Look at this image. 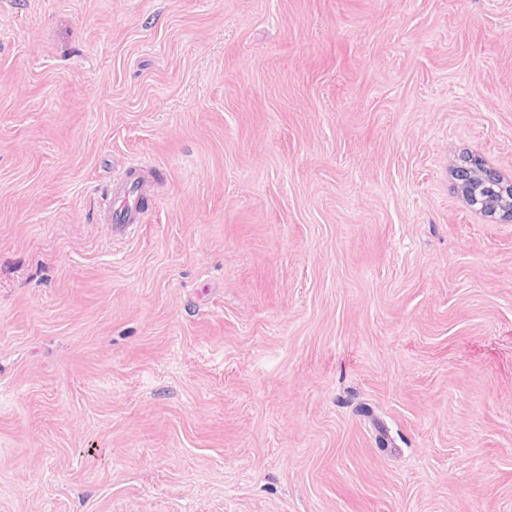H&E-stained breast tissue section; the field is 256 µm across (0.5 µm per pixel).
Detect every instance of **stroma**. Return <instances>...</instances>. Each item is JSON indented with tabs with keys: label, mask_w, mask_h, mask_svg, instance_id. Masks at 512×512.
Returning a JSON list of instances; mask_svg holds the SVG:
<instances>
[{
	"label": "stroma",
	"mask_w": 512,
	"mask_h": 512,
	"mask_svg": "<svg viewBox=\"0 0 512 512\" xmlns=\"http://www.w3.org/2000/svg\"><path fill=\"white\" fill-rule=\"evenodd\" d=\"M464 154L512 0H0V512H512ZM144 188L134 180L113 182L106 197V207L113 223L114 233H120L126 224H136Z\"/></svg>",
	"instance_id": "1"
}]
</instances>
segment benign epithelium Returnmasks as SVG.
I'll list each match as a JSON object with an SVG mask.
<instances>
[{
	"mask_svg": "<svg viewBox=\"0 0 512 512\" xmlns=\"http://www.w3.org/2000/svg\"><path fill=\"white\" fill-rule=\"evenodd\" d=\"M456 189L466 199L468 205L489 218L493 223L512 222V202L501 207L496 206V202L490 197H478L477 188L496 192H507L512 195V182L504 180L500 173L483 163L472 158H463L453 171Z\"/></svg>",
	"mask_w": 512,
	"mask_h": 512,
	"instance_id": "obj_1",
	"label": "benign epithelium"
}]
</instances>
